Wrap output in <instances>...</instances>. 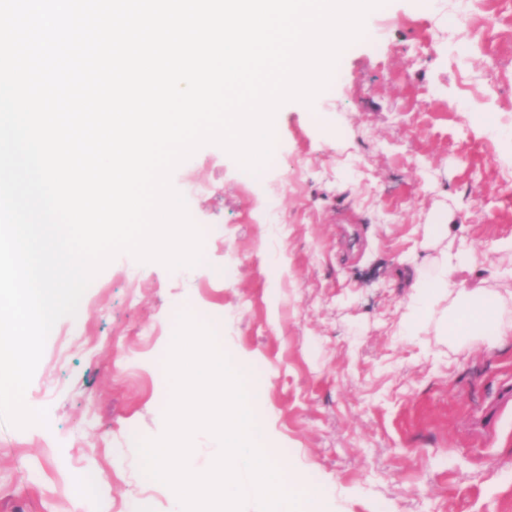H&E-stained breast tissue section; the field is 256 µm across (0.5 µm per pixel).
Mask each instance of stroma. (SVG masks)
I'll return each instance as SVG.
<instances>
[{
	"mask_svg": "<svg viewBox=\"0 0 512 512\" xmlns=\"http://www.w3.org/2000/svg\"><path fill=\"white\" fill-rule=\"evenodd\" d=\"M470 17L386 0L313 104L278 109L262 180L212 144L174 170L206 266L118 255L55 323L24 396L46 424L0 423V512H174L125 448L163 431L177 309L216 313L318 512H512V335L400 325L405 273L445 252L480 257L457 286L512 295V0ZM79 467L100 473L94 495L67 484Z\"/></svg>",
	"mask_w": 512,
	"mask_h": 512,
	"instance_id": "stroma-1",
	"label": "stroma"
}]
</instances>
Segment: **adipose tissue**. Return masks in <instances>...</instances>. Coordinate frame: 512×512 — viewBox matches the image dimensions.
Returning a JSON list of instances; mask_svg holds the SVG:
<instances>
[{
  "label": "adipose tissue",
  "instance_id": "adipose-tissue-1",
  "mask_svg": "<svg viewBox=\"0 0 512 512\" xmlns=\"http://www.w3.org/2000/svg\"><path fill=\"white\" fill-rule=\"evenodd\" d=\"M475 255L466 258L443 257L436 272L413 268L405 281L413 291L414 304L408 316V326H415L427 319L433 312L441 295L449 293L453 275L461 265H476ZM505 304L502 296L493 294L482 287L461 291L441 321V332L449 339L462 342H476L496 332L500 336L512 334V320L504 319L501 309Z\"/></svg>",
  "mask_w": 512,
  "mask_h": 512
}]
</instances>
